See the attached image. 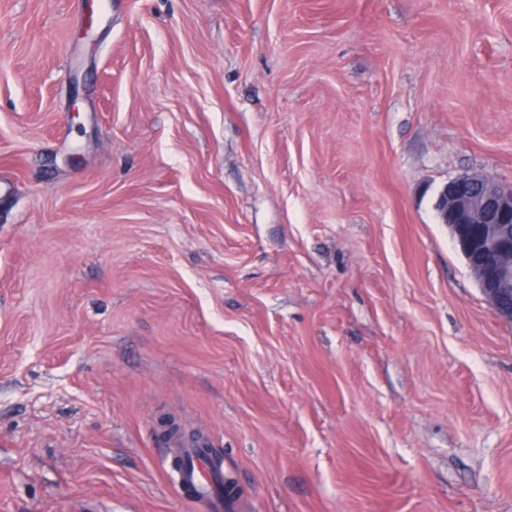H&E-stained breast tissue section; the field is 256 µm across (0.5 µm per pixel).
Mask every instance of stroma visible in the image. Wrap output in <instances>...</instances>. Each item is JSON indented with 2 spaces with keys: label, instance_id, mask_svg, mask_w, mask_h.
<instances>
[{
  "label": "stroma",
  "instance_id": "35a3bbf8",
  "mask_svg": "<svg viewBox=\"0 0 512 512\" xmlns=\"http://www.w3.org/2000/svg\"><path fill=\"white\" fill-rule=\"evenodd\" d=\"M0 0V512H512V0ZM81 84L79 114L71 86ZM436 207L485 299L512 322V189L462 175L442 187ZM169 448H180L181 454L189 459V465L181 473L177 472L174 481L182 488L183 485L192 487L194 498L204 503L211 512L222 510H237L236 501L219 499L220 485L224 483V496L237 494L234 481L228 484L222 472L211 466V448L199 443L185 442L180 436H174L168 441Z\"/></svg>",
  "mask_w": 512,
  "mask_h": 512
}]
</instances>
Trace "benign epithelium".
Returning a JSON list of instances; mask_svg holds the SVG:
<instances>
[{"instance_id": "1", "label": "benign epithelium", "mask_w": 512, "mask_h": 512, "mask_svg": "<svg viewBox=\"0 0 512 512\" xmlns=\"http://www.w3.org/2000/svg\"><path fill=\"white\" fill-rule=\"evenodd\" d=\"M436 211L485 299L512 322V189L479 175H462L442 187Z\"/></svg>"}]
</instances>
